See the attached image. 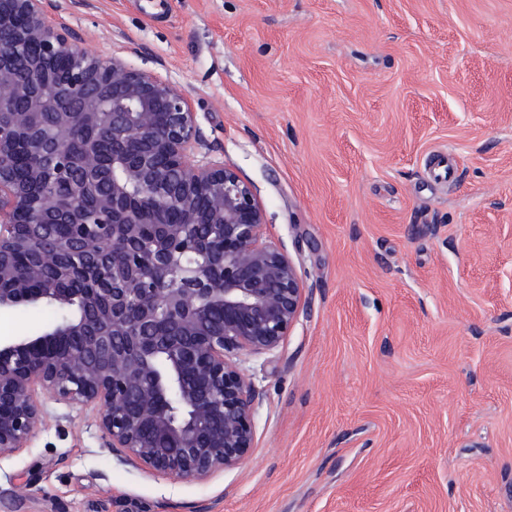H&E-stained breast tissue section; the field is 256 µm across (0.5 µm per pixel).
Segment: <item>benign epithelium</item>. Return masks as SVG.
I'll return each mask as SVG.
<instances>
[{
    "instance_id": "1",
    "label": "benign epithelium",
    "mask_w": 512,
    "mask_h": 512,
    "mask_svg": "<svg viewBox=\"0 0 512 512\" xmlns=\"http://www.w3.org/2000/svg\"><path fill=\"white\" fill-rule=\"evenodd\" d=\"M61 57L68 74L47 78ZM198 141L175 85L91 53L44 0H0V310L77 309L0 341V457L45 423L40 394L98 408L119 461L173 481L251 456L258 392L238 358L280 346L305 288L264 239L251 186L196 159ZM78 273L87 288L71 296L60 285Z\"/></svg>"
}]
</instances>
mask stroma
Instances as JSON below:
<instances>
[{
	"mask_svg": "<svg viewBox=\"0 0 512 512\" xmlns=\"http://www.w3.org/2000/svg\"><path fill=\"white\" fill-rule=\"evenodd\" d=\"M190 100L307 308L248 461L174 482L48 402L0 512H512V0H45ZM455 154L453 183L435 151Z\"/></svg>",
	"mask_w": 512,
	"mask_h": 512,
	"instance_id": "35a3bbf8",
	"label": "stroma"
}]
</instances>
